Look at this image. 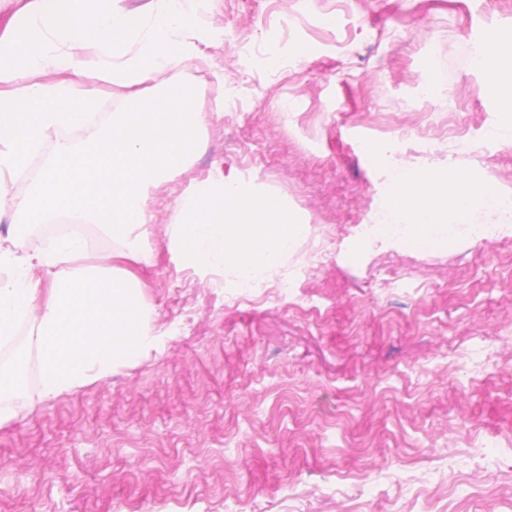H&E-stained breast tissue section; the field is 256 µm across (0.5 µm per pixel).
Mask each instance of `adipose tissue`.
I'll use <instances>...</instances> for the list:
<instances>
[{
  "label": "adipose tissue",
  "mask_w": 512,
  "mask_h": 512,
  "mask_svg": "<svg viewBox=\"0 0 512 512\" xmlns=\"http://www.w3.org/2000/svg\"><path fill=\"white\" fill-rule=\"evenodd\" d=\"M55 12L25 6V22L0 37V183L24 171L42 143L61 128L88 127L99 105L83 79L125 87L157 80L186 64L217 31H196L180 0H155L148 17L125 10L121 0L94 7L61 0ZM141 49H134V42ZM468 69L486 77L503 104L505 119L489 139L512 143V36L490 34L471 54ZM54 73L58 82H45ZM199 90L177 83L126 112L110 113L90 146L57 141L31 192L12 205L17 226L47 224L77 215L127 239L151 216V188L184 167L200 147ZM389 202L378 239L402 247L437 246L454 230L472 227L477 213L500 217L512 192L491 183L448 180L436 170L402 168L391 176ZM84 241L59 237L52 250H28L21 235L0 237V265L14 279L0 281V346L13 344L17 324L35 326L30 344L40 364L36 390L18 368H0V426L43 401L101 380L138 362L161 334L148 316L133 274L112 255L83 263Z\"/></svg>",
  "instance_id": "ef3b65f1"
}]
</instances>
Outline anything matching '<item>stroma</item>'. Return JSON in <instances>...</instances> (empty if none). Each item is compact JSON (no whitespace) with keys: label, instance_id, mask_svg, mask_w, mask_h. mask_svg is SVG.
Segmentation results:
<instances>
[{"label":"stroma","instance_id":"stroma-1","mask_svg":"<svg viewBox=\"0 0 512 512\" xmlns=\"http://www.w3.org/2000/svg\"><path fill=\"white\" fill-rule=\"evenodd\" d=\"M287 28L275 25L283 4ZM196 29L266 40L245 59L201 45L168 82L223 77L241 111L207 112L192 162L150 191L135 240L84 224L144 283L162 335L137 363L36 404L0 428V512H512L461 476L512 469V237L374 247L358 232L391 173L369 144L448 110L472 149L424 148L407 168L512 189V153L487 138L502 112L466 66L472 43L512 32V0H182ZM446 78L430 81L429 60ZM250 176L306 224L287 299L236 303L220 275L168 248L171 201L210 174ZM317 248L321 261L303 265ZM21 321L0 366L36 387Z\"/></svg>","mask_w":512,"mask_h":512}]
</instances>
